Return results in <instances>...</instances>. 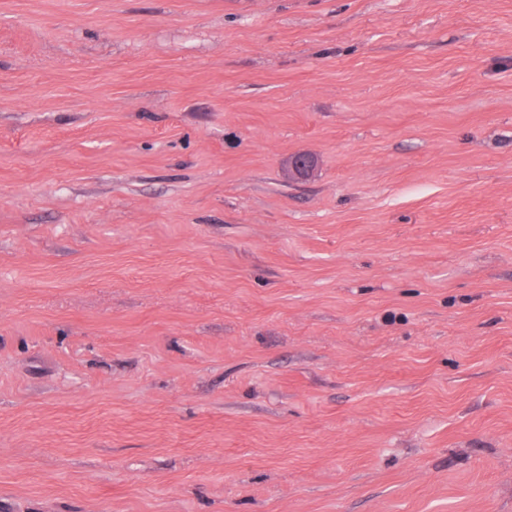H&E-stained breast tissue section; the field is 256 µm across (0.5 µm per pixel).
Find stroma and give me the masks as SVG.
Returning a JSON list of instances; mask_svg holds the SVG:
<instances>
[{"label": "stroma", "mask_w": 512, "mask_h": 512, "mask_svg": "<svg viewBox=\"0 0 512 512\" xmlns=\"http://www.w3.org/2000/svg\"><path fill=\"white\" fill-rule=\"evenodd\" d=\"M0 512H512V0H0Z\"/></svg>", "instance_id": "stroma-1"}]
</instances>
